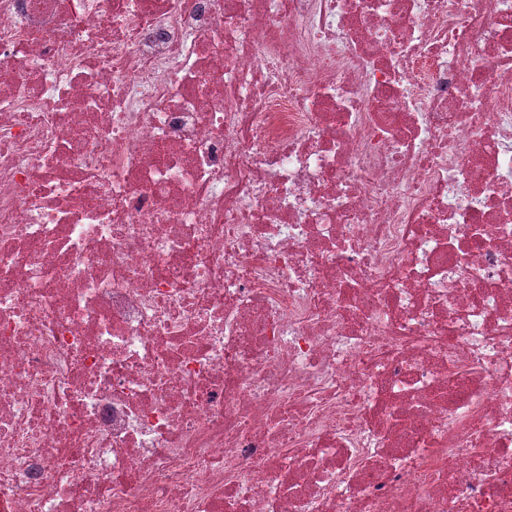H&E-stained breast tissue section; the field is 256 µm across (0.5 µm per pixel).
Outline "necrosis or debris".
<instances>
[{"instance_id": "obj_1", "label": "necrosis or debris", "mask_w": 512, "mask_h": 512, "mask_svg": "<svg viewBox=\"0 0 512 512\" xmlns=\"http://www.w3.org/2000/svg\"><path fill=\"white\" fill-rule=\"evenodd\" d=\"M0 512H512V0H0Z\"/></svg>"}]
</instances>
